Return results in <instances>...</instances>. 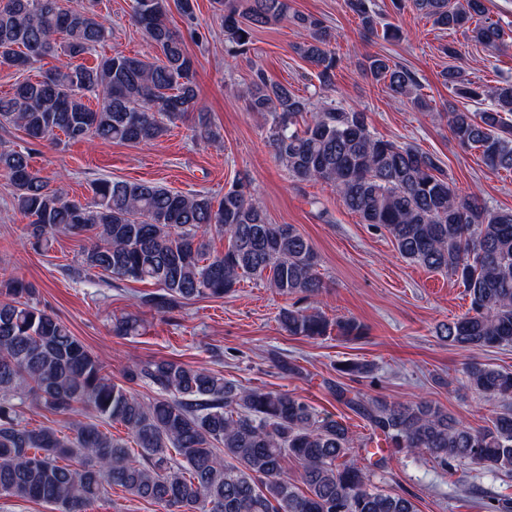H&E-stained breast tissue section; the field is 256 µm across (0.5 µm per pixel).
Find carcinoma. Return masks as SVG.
<instances>
[{
  "label": "carcinoma",
  "mask_w": 512,
  "mask_h": 512,
  "mask_svg": "<svg viewBox=\"0 0 512 512\" xmlns=\"http://www.w3.org/2000/svg\"><path fill=\"white\" fill-rule=\"evenodd\" d=\"M363 30L386 40L398 28L379 27L370 0H344ZM230 52L249 48L257 29L289 23L304 35L296 52L331 89L335 35L319 18L291 10L289 0H214ZM442 30L461 29L494 54L507 46L502 25L485 19L484 0H393ZM194 18V0H133V20L154 56L114 54L96 64L84 55L108 37L90 7L64 0H0V63L19 70L50 57L57 65L14 84L0 96V126H17L32 141L139 144L157 140L178 121L193 137L218 138L196 85L181 36L169 25L172 8ZM363 69L394 98L420 112L431 107L408 69L369 56ZM459 98H491L489 107L446 113L453 139L480 152L493 173L512 171V83L486 91L458 67L442 71ZM247 110L269 123L276 160L299 182L326 183L362 223L385 229L399 255L446 272L470 297L461 316L437 335L468 351L512 347V210L460 194L439 160L414 145L376 137L367 113L324 97L311 102L254 72L244 91ZM96 103H91L90 99ZM0 180L14 207L30 219L25 244L46 249L58 233L89 240L83 266L118 280L150 281L160 292L140 299L158 311L195 298H222L244 277L266 280L277 293L315 299L324 288L315 249L292 224L268 222L263 203L241 184L219 202L143 182L100 180L83 205L51 186L29 154L0 147ZM228 245L211 253L210 236ZM0 496L52 503L59 512H87L108 486L157 503L166 512H416L412 500L371 484L373 468L352 455L341 421L321 418L304 400L283 392L237 386L205 367L172 360L134 363L117 382L69 328L29 303L33 285L0 276ZM290 336L318 339L336 326L357 338L352 318L331 322L319 310L288 308L278 315ZM466 387L502 409L473 427L428 400L364 402L335 387L383 437L387 447L423 452L443 469L468 461L496 478L512 474V372L469 361ZM155 392L142 398L134 386ZM28 403L64 415L66 431L31 427ZM124 426L137 452L102 430ZM291 459L305 490L284 471Z\"/></svg>",
  "instance_id": "carcinoma-1"
}]
</instances>
